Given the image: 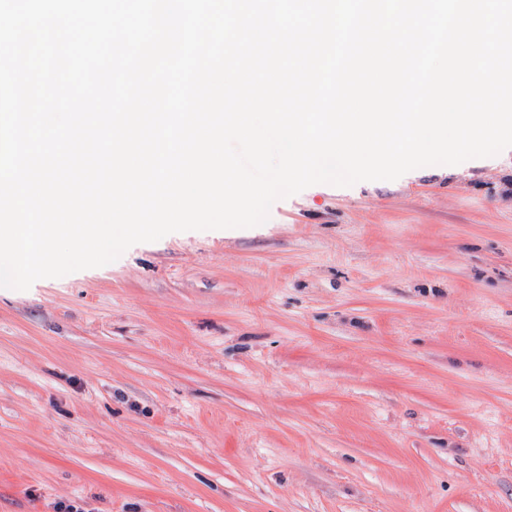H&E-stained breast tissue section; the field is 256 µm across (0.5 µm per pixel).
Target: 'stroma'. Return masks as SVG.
Instances as JSON below:
<instances>
[{"label": "stroma", "instance_id": "stroma-1", "mask_svg": "<svg viewBox=\"0 0 512 512\" xmlns=\"http://www.w3.org/2000/svg\"><path fill=\"white\" fill-rule=\"evenodd\" d=\"M512 512V148L0 288V512Z\"/></svg>", "mask_w": 512, "mask_h": 512}]
</instances>
